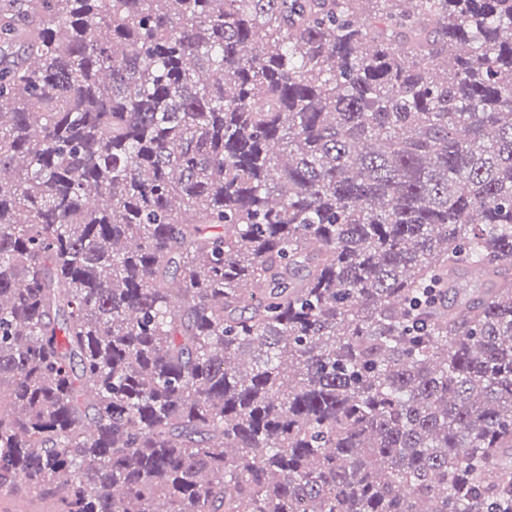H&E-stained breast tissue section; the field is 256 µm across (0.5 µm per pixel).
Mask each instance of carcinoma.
Wrapping results in <instances>:
<instances>
[{"label":"carcinoma","mask_w":512,"mask_h":512,"mask_svg":"<svg viewBox=\"0 0 512 512\" xmlns=\"http://www.w3.org/2000/svg\"><path fill=\"white\" fill-rule=\"evenodd\" d=\"M2 97L0 493L512 512V0H8Z\"/></svg>","instance_id":"cac0c4a2"}]
</instances>
